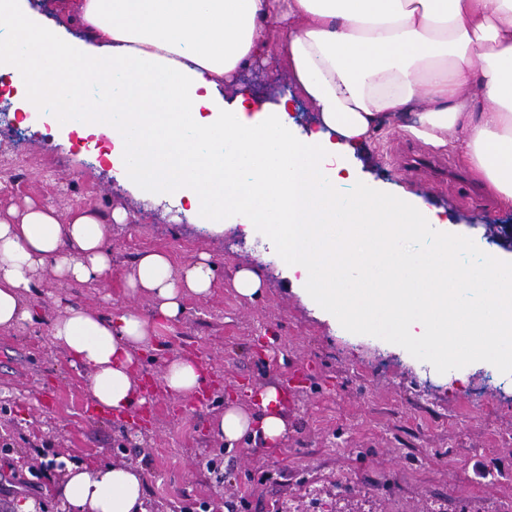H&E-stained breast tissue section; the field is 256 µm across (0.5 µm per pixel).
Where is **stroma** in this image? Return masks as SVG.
Instances as JSON below:
<instances>
[{"instance_id": "1", "label": "stroma", "mask_w": 512, "mask_h": 512, "mask_svg": "<svg viewBox=\"0 0 512 512\" xmlns=\"http://www.w3.org/2000/svg\"><path fill=\"white\" fill-rule=\"evenodd\" d=\"M272 81L220 86L268 107L289 97L297 132L318 127L314 108L291 97L287 72L267 61ZM23 92L12 95L10 124L0 127V160L20 152L13 178L0 176V216L27 201L130 219L112 225V278L64 281L51 269L37 279L29 303L40 320L24 332L0 331V512L33 499L37 512H62L52 491L63 464L126 463L142 469L148 512H495L512 503V365L459 367L416 358L387 337L365 333L305 297L293 283L275 241L254 224L215 229L182 209L178 195L147 196L112 167L90 159L76 133L56 130L47 115L25 118ZM406 133L388 127L377 146L353 161L359 179L390 193H410L437 210L448 241L512 264V246L495 226L512 225L484 192L469 195L460 168L434 187L399 165ZM166 253L181 269L208 253L217 280L209 295L187 296L185 311L158 353L140 364L151 400L139 426L89 419L93 401L87 368L53 342L52 320L67 307L103 314L126 307L154 313L150 299L129 295L126 276L147 252ZM259 271L262 285L247 298L233 286L236 271ZM195 355L213 390L202 402L172 396L162 370L167 359ZM276 386L286 433L274 446L244 437L227 444L213 426L229 405L259 415L257 392Z\"/></svg>"}]
</instances>
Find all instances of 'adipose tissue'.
Listing matches in <instances>:
<instances>
[{
    "mask_svg": "<svg viewBox=\"0 0 512 512\" xmlns=\"http://www.w3.org/2000/svg\"><path fill=\"white\" fill-rule=\"evenodd\" d=\"M96 48L66 41L64 25L39 20L27 0H0V59L25 84L26 105L63 103L61 127L76 121L108 132L110 161L147 191L177 193L201 222L262 225L311 298L363 330L416 352L447 351L458 336L481 343L461 364L512 363V267L489 259L463 275L448 264V237L436 211L414 195L379 192L352 164L384 125L415 114L405 130L457 160L501 208H512V0H80ZM280 37L268 46L266 22ZM271 54L296 93L318 114V130L297 134L286 106L226 103L219 81ZM105 90L95 111L89 87ZM110 218L84 209L60 214L28 204L0 217V331L37 320L28 296L52 267L63 280H107ZM389 243L376 280L340 288ZM474 296L457 306L458 283ZM207 257L174 272L167 255L139 257L126 280L156 315H104L67 308L50 335L90 372L94 402L129 412L143 402L137 352L184 311L183 298L208 295ZM163 381L178 396L205 381L187 357L167 361ZM260 422L231 407L220 438L286 430L279 393L262 395ZM55 493L65 512H146L140 468L120 463L67 467Z\"/></svg>",
    "mask_w": 512,
    "mask_h": 512,
    "instance_id": "1",
    "label": "adipose tissue"
}]
</instances>
